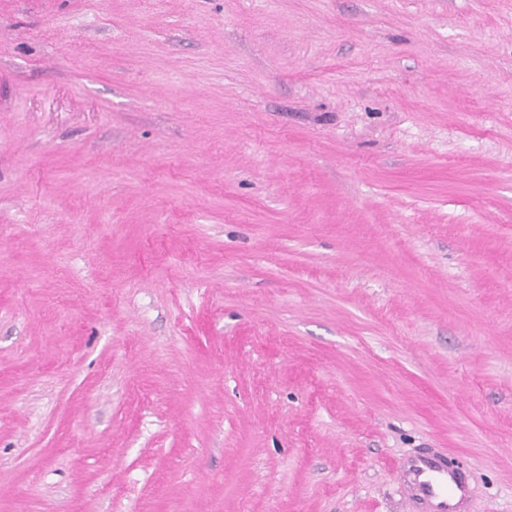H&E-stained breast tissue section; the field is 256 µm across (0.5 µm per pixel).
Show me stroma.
I'll return each mask as SVG.
<instances>
[{"instance_id": "35a3bbf8", "label": "stroma", "mask_w": 512, "mask_h": 512, "mask_svg": "<svg viewBox=\"0 0 512 512\" xmlns=\"http://www.w3.org/2000/svg\"><path fill=\"white\" fill-rule=\"evenodd\" d=\"M512 512V0H0V512ZM400 484L408 512H465L470 481L444 453L419 451L400 464Z\"/></svg>"}]
</instances>
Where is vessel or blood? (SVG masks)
Instances as JSON below:
<instances>
[{
    "label": "vessel or blood",
    "mask_w": 512,
    "mask_h": 512,
    "mask_svg": "<svg viewBox=\"0 0 512 512\" xmlns=\"http://www.w3.org/2000/svg\"><path fill=\"white\" fill-rule=\"evenodd\" d=\"M400 484L408 512H466L470 481L463 467L445 454L419 451L400 465Z\"/></svg>",
    "instance_id": "vessel-or-blood-1"
}]
</instances>
